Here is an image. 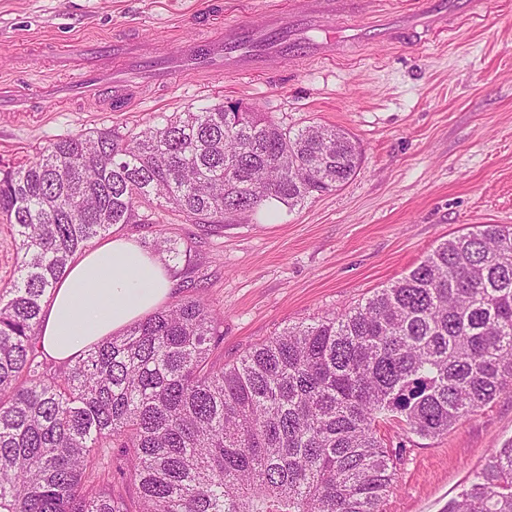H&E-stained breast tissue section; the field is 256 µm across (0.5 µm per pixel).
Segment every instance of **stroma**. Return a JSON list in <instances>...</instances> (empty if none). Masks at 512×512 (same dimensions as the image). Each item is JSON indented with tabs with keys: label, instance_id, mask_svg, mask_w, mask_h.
<instances>
[{
	"label": "stroma",
	"instance_id": "1",
	"mask_svg": "<svg viewBox=\"0 0 512 512\" xmlns=\"http://www.w3.org/2000/svg\"><path fill=\"white\" fill-rule=\"evenodd\" d=\"M304 0H0V82L29 92L57 79L60 50L118 36L145 45L203 37L220 25L260 22L266 10ZM428 0H364L347 35L383 18L426 11ZM453 28L375 42L349 57L309 60L264 77L138 89L122 112L70 102L47 112H0V162L24 164L56 139L97 128L140 131L175 112L219 102L268 113L298 129L348 132L359 145L356 174L338 190L295 208L263 207L224 225L192 224L155 206L149 224L113 233L150 247L175 239L173 265L201 287L220 316L232 362L284 328L344 312L405 275L440 242L482 224L512 225V0H461ZM403 446L384 512H445L492 449L512 441V390L448 434L421 438L383 428Z\"/></svg>",
	"mask_w": 512,
	"mask_h": 512
}]
</instances>
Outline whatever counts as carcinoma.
I'll use <instances>...</instances> for the list:
<instances>
[{
	"mask_svg": "<svg viewBox=\"0 0 512 512\" xmlns=\"http://www.w3.org/2000/svg\"><path fill=\"white\" fill-rule=\"evenodd\" d=\"M361 152L342 130H292L238 104L139 132L99 128L0 165L20 255L0 289V512H383L396 420L422 438L512 389V227L439 244L344 313L286 327L228 364L197 294L64 364L42 305L74 257L162 199L193 224L331 192ZM153 251L172 259L165 236ZM445 512H512V442Z\"/></svg>",
	"mask_w": 512,
	"mask_h": 512,
	"instance_id": "cac0c4a2",
	"label": "carcinoma"
}]
</instances>
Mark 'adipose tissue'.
<instances>
[{
  "mask_svg": "<svg viewBox=\"0 0 512 512\" xmlns=\"http://www.w3.org/2000/svg\"><path fill=\"white\" fill-rule=\"evenodd\" d=\"M172 282L162 257L117 237L72 262L43 306L40 346L64 362L163 305Z\"/></svg>",
  "mask_w": 512,
  "mask_h": 512,
  "instance_id": "obj_1",
  "label": "adipose tissue"
}]
</instances>
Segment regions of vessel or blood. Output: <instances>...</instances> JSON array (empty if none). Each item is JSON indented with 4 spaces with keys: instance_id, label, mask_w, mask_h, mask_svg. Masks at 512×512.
I'll return each instance as SVG.
<instances>
[{
    "instance_id": "obj_1",
    "label": "vessel or blood",
    "mask_w": 512,
    "mask_h": 512,
    "mask_svg": "<svg viewBox=\"0 0 512 512\" xmlns=\"http://www.w3.org/2000/svg\"><path fill=\"white\" fill-rule=\"evenodd\" d=\"M352 2L307 0L297 17L270 11L259 27L231 24L218 37L189 40L175 50H147L124 41L91 47L79 59L63 92L71 100L93 97L103 102L114 97L126 98L139 83L152 88L171 84L183 73L216 77L272 72L284 62L299 63L339 47L340 32L347 25ZM293 23L317 25L321 39L308 44L290 43L288 28Z\"/></svg>"
}]
</instances>
